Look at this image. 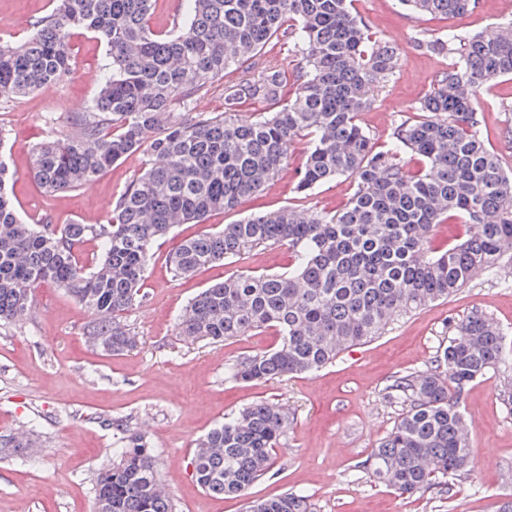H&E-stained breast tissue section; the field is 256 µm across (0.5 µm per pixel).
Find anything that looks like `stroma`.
Listing matches in <instances>:
<instances>
[{"label": "stroma", "mask_w": 512, "mask_h": 512, "mask_svg": "<svg viewBox=\"0 0 512 512\" xmlns=\"http://www.w3.org/2000/svg\"><path fill=\"white\" fill-rule=\"evenodd\" d=\"M51 0H0V44L24 39L31 24L51 12ZM353 10L384 42L399 50L393 77L374 94L359 117L376 149H384L398 123L415 117L452 59L419 50L418 44L461 29L494 35L512 16V0H482L464 18L415 15L398 0H354ZM74 69L34 93L0 103V140L15 178L23 217L54 224L105 223L111 204L143 171L144 156L121 159L92 187L45 194L29 170L32 147L50 133L73 132L89 106L108 62L92 34L74 31ZM512 78L482 89L478 110L490 145L512 170ZM310 149L296 139L288 166L259 193L242 198L206 224L175 226L155 246L141 288L142 300L123 316L137 338L129 352L108 355L88 335L94 317L62 289L36 288L32 310L21 324H0V433L26 428L38 438L30 458L0 459V512H92L94 478L112 459L120 429L145 434L159 457V476L175 512H247L250 500L287 491L309 495L313 512H498L512 502V368L472 382L460 401L468 424L474 464L450 489L402 494L370 478L359 466L396 424L401 407L384 396L394 376L433 368L452 336L451 325L480 310L490 315L512 347V260L472 279L456 295L395 318L384 334L349 346L314 373L242 383L225 369L240 357L274 348L267 329L221 343H190L176 323L202 288L242 271L276 273L288 267L284 246L225 259L189 277L172 273L168 256L204 229L218 230L249 215L284 207L329 211L346 204L353 180L341 176L302 193L295 172ZM258 401L287 410L290 425L272 455L269 473L246 496L205 493L193 476L197 439L225 415Z\"/></svg>", "instance_id": "obj_1"}]
</instances>
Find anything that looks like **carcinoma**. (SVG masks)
<instances>
[{"label": "carcinoma", "instance_id": "obj_1", "mask_svg": "<svg viewBox=\"0 0 512 512\" xmlns=\"http://www.w3.org/2000/svg\"><path fill=\"white\" fill-rule=\"evenodd\" d=\"M49 15L24 41L0 45V100L25 96L72 70L70 32L104 44L108 74L79 113L81 134L36 144L30 175L47 194L94 183L132 153L148 167L112 206L104 224L51 226L24 219L0 158V323L20 324L35 288L52 283L96 320L92 335L107 354L136 346L122 321L139 299L158 241L177 224H202L259 192L288 163L298 137L313 138L298 189L339 177L356 190L336 212L282 208L184 240L170 256L178 277L256 248L286 245L288 270L243 272L200 291L178 319L188 342H223L273 329L279 344L234 363L230 377L252 382L315 372L346 345L381 335L396 317L445 299L512 254V173L481 135L477 97L492 80L512 77V21L493 39L451 32L420 44L456 61L420 103L421 115L396 125L384 150L358 122L398 51L374 36L352 0H183L181 21L150 24L157 0H52ZM415 13L463 16L480 0H401ZM293 42L304 59L287 80L253 63L273 39ZM243 76L224 86V111L190 115V105L232 65ZM280 104L253 121L236 110L248 100ZM423 160L413 172L401 154ZM463 217L466 240L436 251L429 233ZM100 242L94 265L80 264L87 238ZM435 369L398 375L385 397L403 405L398 422L359 468L401 493L445 486L473 457L459 401L465 387L512 364L504 333L475 310L456 322ZM288 412L267 402L224 417L196 442L199 486L241 497L271 466ZM124 447L95 479L94 512H175L162 491L159 463L145 436L121 429ZM27 435L0 434V457L32 452ZM248 512H312L309 497L286 492L253 500Z\"/></svg>", "mask_w": 512, "mask_h": 512}]
</instances>
